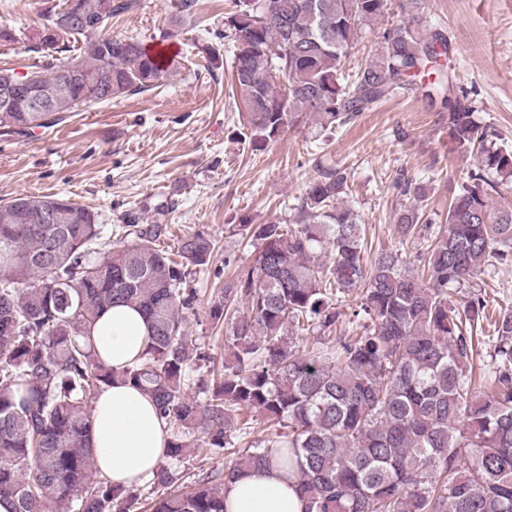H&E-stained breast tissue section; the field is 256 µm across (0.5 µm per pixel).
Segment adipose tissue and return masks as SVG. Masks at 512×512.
Returning a JSON list of instances; mask_svg holds the SVG:
<instances>
[{
    "instance_id": "obj_1",
    "label": "adipose tissue",
    "mask_w": 512,
    "mask_h": 512,
    "mask_svg": "<svg viewBox=\"0 0 512 512\" xmlns=\"http://www.w3.org/2000/svg\"><path fill=\"white\" fill-rule=\"evenodd\" d=\"M150 328L136 308L114 304L93 329L97 356L114 370L132 364L149 343ZM169 431L152 400L135 386L113 382L93 405L89 444L97 472L112 483L139 485L163 461ZM227 512H305L292 473L270 466L246 470L224 485Z\"/></svg>"
}]
</instances>
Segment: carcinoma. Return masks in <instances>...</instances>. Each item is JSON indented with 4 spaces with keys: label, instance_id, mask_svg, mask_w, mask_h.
I'll return each instance as SVG.
<instances>
[{
    "label": "carcinoma",
    "instance_id": "cac0c4a2",
    "mask_svg": "<svg viewBox=\"0 0 512 512\" xmlns=\"http://www.w3.org/2000/svg\"><path fill=\"white\" fill-rule=\"evenodd\" d=\"M197 0L153 40L177 44ZM92 26H68L52 40L79 61L84 78L48 112L0 110V130L48 128L116 98L150 91L175 69L143 42L112 35V20L138 0H80ZM389 12V0H232L219 38L232 51L233 90L254 151L314 117L324 130L346 125L385 98L416 89L444 95L454 148L476 152L477 170L454 197L447 224L422 255L427 277L382 251L370 264L360 215L346 202L350 172L321 167L296 205V227L245 224L261 249L245 278L224 282L209 317L215 323L245 305L233 326V362L204 376L184 314L197 301L192 275L215 244L205 231L160 248L163 224L130 230L131 242L91 258L102 225L93 210L52 196L60 224L27 219L44 197L19 194L0 204V498L14 512H138L140 494L97 475L88 444L93 404L120 378L147 394L171 429L152 484L176 482L173 462L224 451L229 478L277 462L295 475L306 512H512V312L491 317L479 294L452 301L489 266L512 261V150L474 120L473 107L450 92L436 65L448 40L438 28L403 19L380 29L377 53L355 71L345 58L363 28ZM83 38L77 46L71 42ZM35 54L26 75L44 88L60 66L39 64L40 30L0 28V46L20 40ZM415 202L395 211L396 231L411 239L424 216L425 188L405 180ZM361 296L363 332L336 347L304 354L291 337L335 323L327 300ZM122 302L148 319L145 353L115 373L96 357L91 329L100 312ZM492 328L479 335L483 323ZM489 346L485 389L474 362ZM258 413L285 432L262 449L238 448ZM201 431L205 443L188 440ZM151 512H225L223 491L202 478L154 500Z\"/></svg>",
    "mask_w": 512,
    "mask_h": 512
}]
</instances>
